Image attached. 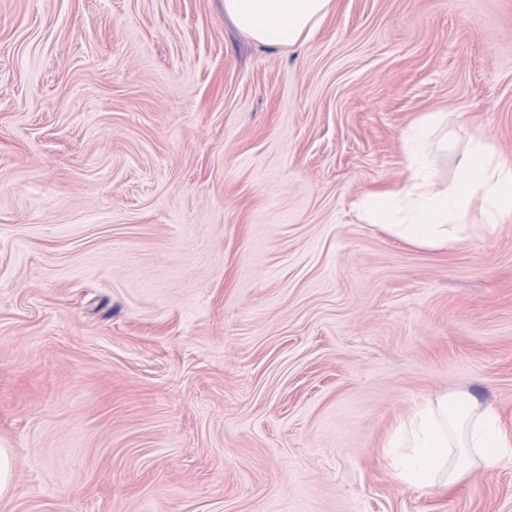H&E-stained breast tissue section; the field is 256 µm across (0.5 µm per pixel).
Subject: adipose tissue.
Segmentation results:
<instances>
[{
    "label": "adipose tissue",
    "instance_id": "obj_1",
    "mask_svg": "<svg viewBox=\"0 0 512 512\" xmlns=\"http://www.w3.org/2000/svg\"><path fill=\"white\" fill-rule=\"evenodd\" d=\"M330 4L331 0H224V11L257 42L284 46L312 33ZM397 444L403 449L396 461L398 476L411 487L453 480L456 470L450 458L454 449H470L488 466L512 449V442L500 432L494 411H473L458 395L418 408L408 428L401 430Z\"/></svg>",
    "mask_w": 512,
    "mask_h": 512
}]
</instances>
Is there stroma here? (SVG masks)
Instances as JSON below:
<instances>
[{
  "label": "stroma",
  "instance_id": "stroma-1",
  "mask_svg": "<svg viewBox=\"0 0 512 512\" xmlns=\"http://www.w3.org/2000/svg\"><path fill=\"white\" fill-rule=\"evenodd\" d=\"M445 114L512 160V0H332L267 46L223 0H0V512H512V456L415 490L460 394L512 439V220L364 223Z\"/></svg>",
  "mask_w": 512,
  "mask_h": 512
}]
</instances>
